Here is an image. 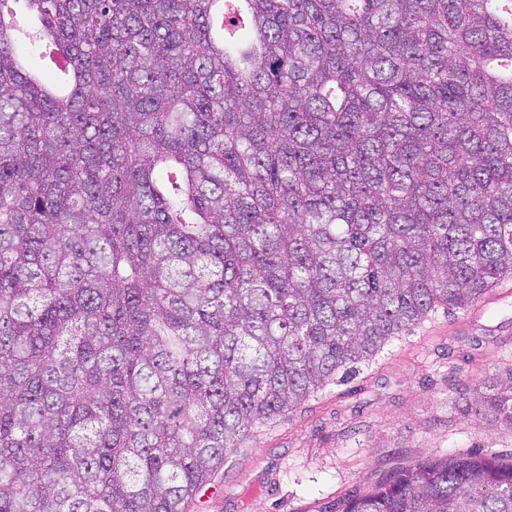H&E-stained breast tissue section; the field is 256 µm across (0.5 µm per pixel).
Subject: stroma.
<instances>
[{
    "label": "stroma",
    "mask_w": 512,
    "mask_h": 512,
    "mask_svg": "<svg viewBox=\"0 0 512 512\" xmlns=\"http://www.w3.org/2000/svg\"><path fill=\"white\" fill-rule=\"evenodd\" d=\"M512 372V278L465 311L436 308L297 409L256 425L186 512H336L416 463L481 450L512 457V426L467 416L460 390Z\"/></svg>",
    "instance_id": "35a3bbf8"
}]
</instances>
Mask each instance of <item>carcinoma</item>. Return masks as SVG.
<instances>
[{"instance_id": "cac0c4a2", "label": "carcinoma", "mask_w": 512, "mask_h": 512, "mask_svg": "<svg viewBox=\"0 0 512 512\" xmlns=\"http://www.w3.org/2000/svg\"><path fill=\"white\" fill-rule=\"evenodd\" d=\"M25 2L38 25L0 13V512H184L253 426L512 275V0ZM472 407L512 423V372ZM340 507L512 512V459Z\"/></svg>"}]
</instances>
